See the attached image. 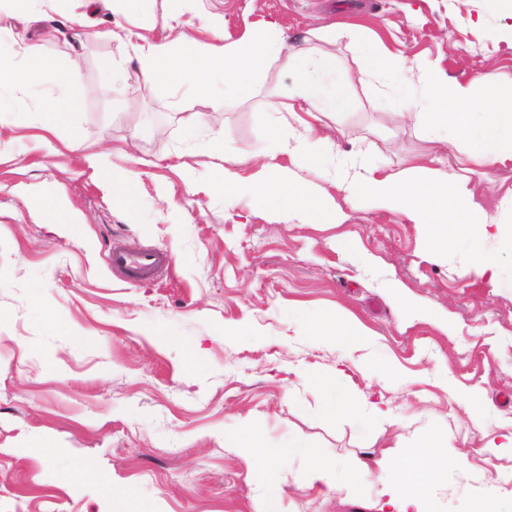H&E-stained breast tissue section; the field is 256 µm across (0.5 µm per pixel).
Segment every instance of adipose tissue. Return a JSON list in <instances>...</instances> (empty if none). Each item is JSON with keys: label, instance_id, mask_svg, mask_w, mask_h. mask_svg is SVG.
I'll return each instance as SVG.
<instances>
[{"label": "adipose tissue", "instance_id": "adipose-tissue-1", "mask_svg": "<svg viewBox=\"0 0 512 512\" xmlns=\"http://www.w3.org/2000/svg\"><path fill=\"white\" fill-rule=\"evenodd\" d=\"M151 0H0V7L24 11L29 22H42L49 14L63 15L73 29L95 25V15L105 8L134 19L149 9ZM172 8L163 23L173 37L155 40L141 26L126 29L125 41L132 49L140 76L150 82L187 88L200 99H212L215 84H222L227 100H247L255 96L261 73L272 63L294 73L298 81L289 90V112L299 132L281 138L271 134L267 156L258 174L242 182L235 160L224 155L219 142L209 141L207 152L214 157L209 184L223 191L228 208L244 206L267 210L292 224H341L346 215L336 202L367 199L379 207L396 212L408 223L422 229V248L427 256L447 254L446 235L458 217H465L469 231L463 240L468 260L459 274L492 283L500 279L502 257H512V225L490 213L469 187L466 178L452 171L432 170L430 178L417 179L420 165L391 171L362 152L342 155L336 144L322 132L325 118L353 109L355 101L347 81L340 75L336 58L329 53L287 48L276 22L261 20L235 41L224 38L222 15L193 11V0H171ZM192 13L200 29L210 32L214 41L204 44L189 35L181 22ZM14 45V53H0V116L22 111L23 96L36 87L52 84L55 93L38 105V124L56 132L66 121L84 87L76 65H62L32 42L26 30L0 28V42ZM371 64L366 77L389 81L391 91L386 107L401 120L412 121L425 134L431 152L454 147L470 161L492 166L512 163V90L504 91L495 75L484 72L467 79L448 76L438 62L410 60L376 39L365 41ZM287 156L289 167H281L277 156ZM112 154L102 151L87 155L85 161L97 185L126 211L138 207L133 185L135 174L114 168ZM322 172L330 191L314 187L307 173ZM494 241L497 252L484 248ZM293 318L312 326L316 335L345 344L364 338L368 329L353 316L297 308ZM304 381L324 398L328 416L347 417L353 413L368 416L379 424H393L389 409L367 399L357 401L339 393L335 379L309 369ZM228 447L267 471L263 490L266 512H278L280 463L296 458L309 463L305 476L307 491L326 497L354 486L356 474H337L335 467L320 459L303 437L296 436L278 448L265 447L259 427L249 418L241 419L224 435ZM441 440L431 437L419 448H408L398 464L389 458L378 460V512H424L422 476L436 457Z\"/></svg>", "mask_w": 512, "mask_h": 512}]
</instances>
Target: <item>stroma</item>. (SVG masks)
Segmentation results:
<instances>
[{"mask_svg": "<svg viewBox=\"0 0 512 512\" xmlns=\"http://www.w3.org/2000/svg\"><path fill=\"white\" fill-rule=\"evenodd\" d=\"M224 16V34L276 19L287 47L335 55L357 106L328 120L341 151L361 150L392 169L410 166L427 145L418 127L395 122L386 88L361 76L364 61L345 35L314 30L357 23L410 58L437 59L452 77L497 73L512 85V30L494 0H202ZM89 30L31 35L43 50L77 64L87 89L68 125L43 147L33 112L0 119L11 152L0 159V512H264L265 469L225 447L240 418L258 420L269 447L295 436L343 468L415 447L419 436L447 441L432 466L429 512H474L491 502L512 512V459L487 442L512 433V262L497 283L458 276L463 250L430 260L415 225L370 201H342L344 224H291L261 212L226 217L222 193L189 187L183 167L205 171L203 145L221 140L249 180L260 168L271 129L289 134L275 112L294 85L280 64L261 74L247 101L206 102L184 89L134 78L137 62L123 40L127 21L100 11ZM112 57L125 71L101 84L98 65ZM200 129H193L195 116ZM83 152L57 153L71 133ZM112 150L115 166L137 175V212L106 201L84 153ZM503 222L512 210V163L479 167L440 154ZM62 193L82 222L55 230L26 194ZM357 236L359 253L337 251L338 235ZM167 251L168 272L133 285L110 267L109 252ZM374 268H364L363 256ZM404 283L434 317L403 322L389 279ZM292 306L342 308L368 329L347 349L313 336L289 318ZM450 317L446 332L436 315ZM244 336H230L237 326ZM195 350L204 371L187 363ZM342 368L350 399L379 394L393 424L365 426L326 416L301 368ZM474 396L471 412L459 404ZM54 441L51 457L34 444ZM467 453L470 467L458 464ZM84 466L105 484L71 478ZM305 463L281 467L280 512H377L375 478L357 491L314 498L303 489Z\"/></svg>", "mask_w": 512, "mask_h": 512, "instance_id": "1", "label": "stroma"}]
</instances>
